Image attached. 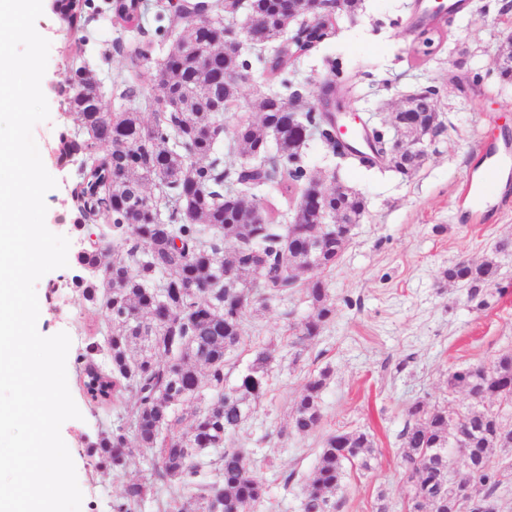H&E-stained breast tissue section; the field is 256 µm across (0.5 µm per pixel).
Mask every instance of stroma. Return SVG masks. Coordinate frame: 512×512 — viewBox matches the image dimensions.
<instances>
[{
	"label": "stroma",
	"mask_w": 512,
	"mask_h": 512,
	"mask_svg": "<svg viewBox=\"0 0 512 512\" xmlns=\"http://www.w3.org/2000/svg\"><path fill=\"white\" fill-rule=\"evenodd\" d=\"M420 0H360L355 10L333 16L330 38L299 59L284 81L268 83L259 61L263 49L250 45L242 57L251 65L238 103L224 114L233 127L239 113L253 112L263 93L291 99L297 112H318L329 94L336 112L356 113L369 133L392 138V114L406 99L434 90L440 127L424 140L425 159L412 175L342 161L313 134L301 149L305 166L325 184L342 183L358 192L365 210L355 224L336 267L327 275L336 314L319 338L295 349L289 323L301 321L310 308L302 292L274 302L246 317L245 342L227 357L226 386H233L255 349L271 353L269 391L244 426L227 439L230 448L251 452L253 473L269 496L253 512H301L303 487L312 477L324 435L366 430L374 436L371 470L349 469L337 492L335 512H376L385 495L391 512H403L410 494L400 456L405 409L423 400L451 411L465 410V393L448 392L449 371L492 363L512 349V80L502 79L497 49L506 27H512V0H468L466 8L437 17L444 38L433 54L420 59L412 31ZM90 30L95 45L89 62L103 81L106 103L113 110L129 107L122 92L131 75L152 85L168 43L156 32V14L168 0H146L145 33L111 24L106 0ZM61 20L44 8L35 23L49 40L47 69L41 82L49 118L32 131L44 166L57 182L45 197L46 225L68 237L71 250L81 246L70 229L67 172L49 161L64 122L58 85L67 74ZM122 40L127 52L112 44ZM148 41L149 58L132 48ZM498 175L491 196L471 203L466 191L490 165ZM495 258L506 292L488 288L483 301L471 300L466 288L449 284L448 267L467 259ZM72 267L53 270L36 284L40 334L60 332L71 338L67 379L81 419L66 421L61 436L73 459L83 493L81 512H111L126 476L147 473L149 457L133 455L125 474L97 468L88 442L111 429V411L92 408L83 396L74 355L84 345L90 315L76 294L62 287ZM331 372L322 394L323 420L318 431L294 433L291 414L310 375Z\"/></svg>",
	"instance_id": "obj_1"
}]
</instances>
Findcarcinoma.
Masks as SVG:
<instances>
[{"label": "carcinoma", "instance_id": "obj_1", "mask_svg": "<svg viewBox=\"0 0 512 512\" xmlns=\"http://www.w3.org/2000/svg\"><path fill=\"white\" fill-rule=\"evenodd\" d=\"M70 32L86 29L95 16L91 0H58ZM248 14L258 25L247 29L253 44L277 43L264 61L266 79L279 78L329 35V23L310 27L294 43L282 39L289 27L278 0H248ZM111 15L122 28L140 32L146 21L143 0H112ZM167 95L128 87L125 97L142 96L152 112L129 107L95 111L80 93L91 80L86 65L89 38L67 44L69 76L58 86L64 123L52 154L70 171L68 201L78 233L85 237L72 265L79 270L71 285L98 322L90 330L75 363L87 402L112 408L117 423L87 444L99 468L125 469L136 452L154 457L150 478L129 479L112 499V512H138L151 487L171 490L156 499L157 512H250L266 500L268 486L250 468V452L226 448L268 391L267 350L253 360L234 386H224L226 355L243 344L242 325L249 312L265 310L277 299L302 288L311 313L288 331L293 344L320 336L336 311L325 273L339 261L346 240L328 223L342 209L358 221L365 204L356 192L327 196L306 206L303 222L275 224L254 211L241 186L276 181L285 196L312 194L311 176L301 163L302 128L278 93L256 104L258 122L241 117L232 142L246 163L224 168L220 142L223 116L216 105L238 100L236 83L246 60H232L220 50L224 28L207 14V5L169 19ZM164 199L160 210L151 189ZM231 244V249L224 244ZM448 282L468 289L471 298L491 286L499 291V266L488 258L461 261L445 272ZM329 371L309 377L295 403L292 427L306 435L322 421L321 398ZM451 392L476 393L464 412H450L424 401L405 409L401 457L411 492L408 512H460L448 484L463 431L466 447L480 458L473 468L455 470L456 481L482 487L489 512H500L495 493L500 471L490 466L498 451L512 448V420L487 409V401L512 402V350L489 366L448 373ZM211 391L205 398V391ZM194 403L189 425L178 407ZM221 448L216 480L203 479L195 458ZM374 447L365 432L337 431L319 450V462L304 489L303 512H335L331 497L346 467L371 468ZM191 492L182 499L181 492Z\"/></svg>", "mask_w": 512, "mask_h": 512}]
</instances>
